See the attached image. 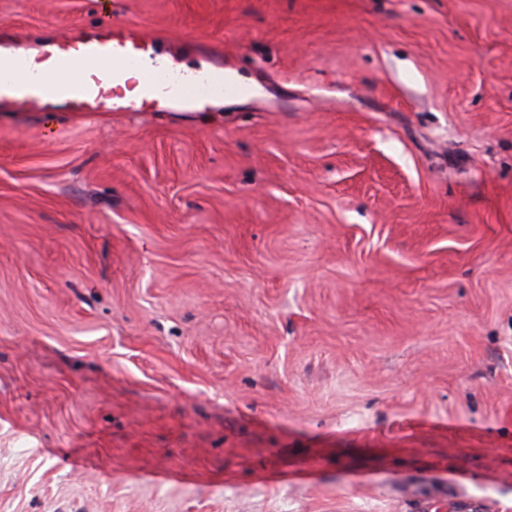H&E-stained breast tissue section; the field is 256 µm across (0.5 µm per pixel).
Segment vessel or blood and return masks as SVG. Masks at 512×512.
Returning a JSON list of instances; mask_svg holds the SVG:
<instances>
[{"label":"vessel or blood","instance_id":"1","mask_svg":"<svg viewBox=\"0 0 512 512\" xmlns=\"http://www.w3.org/2000/svg\"><path fill=\"white\" fill-rule=\"evenodd\" d=\"M67 64L77 78L45 84L43 71ZM251 93L223 64L185 72L161 60L135 23L107 19L33 48L0 29V112H194Z\"/></svg>","mask_w":512,"mask_h":512}]
</instances>
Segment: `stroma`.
Listing matches in <instances>:
<instances>
[{
  "label": "stroma",
  "mask_w": 512,
  "mask_h": 512,
  "mask_svg": "<svg viewBox=\"0 0 512 512\" xmlns=\"http://www.w3.org/2000/svg\"><path fill=\"white\" fill-rule=\"evenodd\" d=\"M103 18L253 92L0 114V512H512V0Z\"/></svg>",
  "instance_id": "stroma-1"
}]
</instances>
